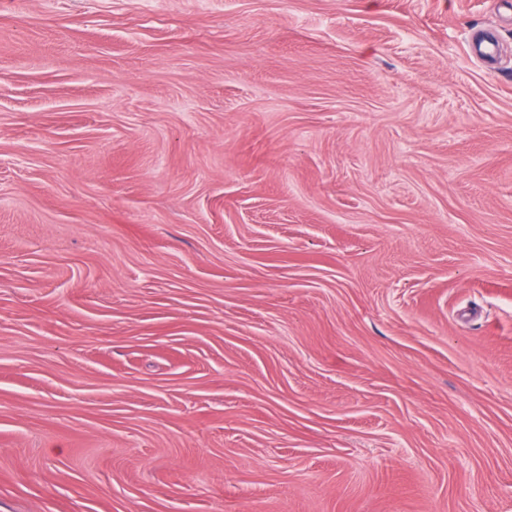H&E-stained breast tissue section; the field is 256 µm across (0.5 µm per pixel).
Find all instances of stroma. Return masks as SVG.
<instances>
[{
	"instance_id": "1",
	"label": "stroma",
	"mask_w": 512,
	"mask_h": 512,
	"mask_svg": "<svg viewBox=\"0 0 512 512\" xmlns=\"http://www.w3.org/2000/svg\"><path fill=\"white\" fill-rule=\"evenodd\" d=\"M0 512H512V0H0Z\"/></svg>"
}]
</instances>
